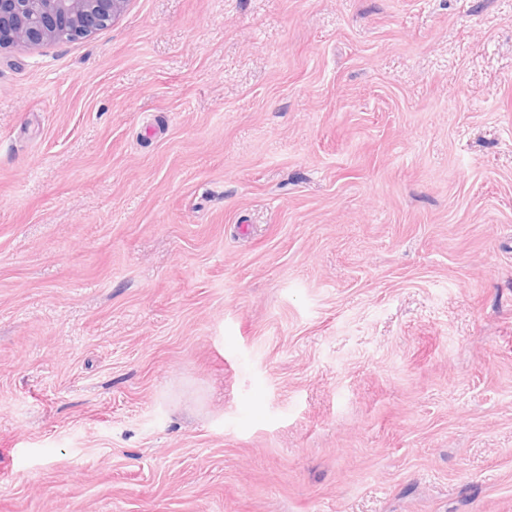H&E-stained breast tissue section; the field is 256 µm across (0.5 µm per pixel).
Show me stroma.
I'll return each mask as SVG.
<instances>
[{
	"label": "stroma",
	"mask_w": 512,
	"mask_h": 512,
	"mask_svg": "<svg viewBox=\"0 0 512 512\" xmlns=\"http://www.w3.org/2000/svg\"><path fill=\"white\" fill-rule=\"evenodd\" d=\"M0 512H512V0L0 51Z\"/></svg>",
	"instance_id": "obj_1"
}]
</instances>
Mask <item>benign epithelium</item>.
<instances>
[{"instance_id":"obj_1","label":"benign epithelium","mask_w":512,"mask_h":512,"mask_svg":"<svg viewBox=\"0 0 512 512\" xmlns=\"http://www.w3.org/2000/svg\"><path fill=\"white\" fill-rule=\"evenodd\" d=\"M128 0H0V49L85 39L114 22Z\"/></svg>"}]
</instances>
